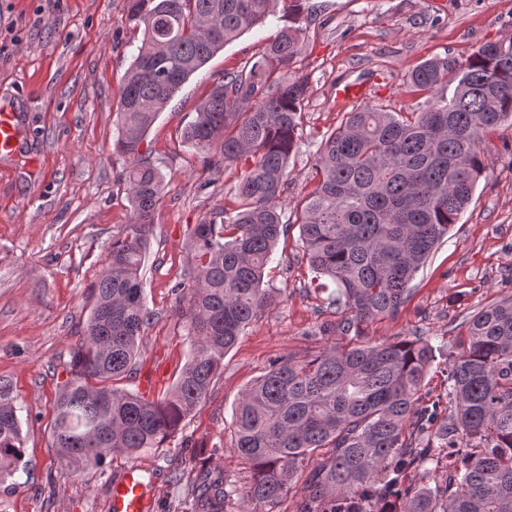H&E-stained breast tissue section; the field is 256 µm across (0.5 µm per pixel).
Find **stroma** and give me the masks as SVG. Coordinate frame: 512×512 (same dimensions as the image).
<instances>
[{
	"label": "stroma",
	"mask_w": 512,
	"mask_h": 512,
	"mask_svg": "<svg viewBox=\"0 0 512 512\" xmlns=\"http://www.w3.org/2000/svg\"><path fill=\"white\" fill-rule=\"evenodd\" d=\"M307 31L288 76L309 82L298 150L281 200L291 228L267 268L272 304L224 357L207 399L163 448L115 453L67 472L55 456L50 424L58 390L90 313L89 288L105 266L113 235L132 221L126 184L130 159L115 149L121 81L143 35L125 22L126 0H0V100L20 112L27 137L0 159V389L22 423L26 468L0 483V512H110L112 485L135 472L152 490L151 512H189L187 491L202 469L223 472L237 493L224 512H245L250 464L232 447L235 407L279 357L300 360L334 339L311 330L328 305L293 224L311 190L316 151L339 126L336 88L363 83L367 105L393 112L423 107L427 93L407 80L423 60L467 58L482 44L512 37V0H307ZM283 20L272 17L227 44L190 77L161 112L139 151L160 168L165 189L143 271L152 318L133 372L119 388L157 400L176 381L190 342L173 287L191 264L189 230L231 198L243 169H206L182 132L225 73L242 69ZM488 168L458 224L413 282L396 319L364 328L370 342L418 334L456 351L454 328L512 294V128L484 136ZM183 472L174 483L175 472Z\"/></svg>",
	"instance_id": "obj_1"
}]
</instances>
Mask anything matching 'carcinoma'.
I'll return each mask as SVG.
<instances>
[{"label":"carcinoma","mask_w":512,"mask_h":512,"mask_svg":"<svg viewBox=\"0 0 512 512\" xmlns=\"http://www.w3.org/2000/svg\"><path fill=\"white\" fill-rule=\"evenodd\" d=\"M281 1L288 25L242 70L224 73L184 131L185 142L210 154L209 169L242 159L249 166L220 220L190 232V355L164 398L147 401L109 385L133 369L150 316L142 270L165 181L140 144L186 80ZM303 11V0H127L126 23L143 29L117 112L133 222L106 249L72 378L55 400L51 447L64 467L162 447L271 304L262 284L289 229L280 200L307 92L306 79L278 72L299 52ZM408 83L430 93L422 110L346 112L318 146L297 221L309 267L335 284L328 306L337 318L317 322L312 335L350 340L303 361L277 359L242 394L234 449L253 467L247 512H274L305 463L312 468L297 512H512V295L459 324L448 388L433 397L426 379L442 348L415 334L362 341L363 325L398 316L471 203L487 170L483 135L512 127V38L461 61L428 59ZM24 466L20 417L0 397V482ZM442 468L431 485L409 480ZM236 492L208 471L192 483V510L223 512Z\"/></svg>","instance_id":"1"}]
</instances>
